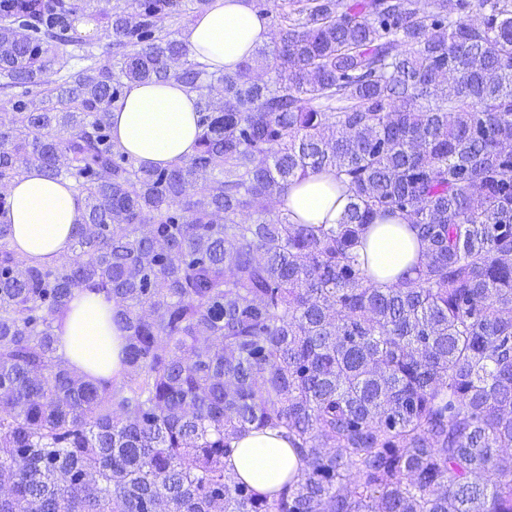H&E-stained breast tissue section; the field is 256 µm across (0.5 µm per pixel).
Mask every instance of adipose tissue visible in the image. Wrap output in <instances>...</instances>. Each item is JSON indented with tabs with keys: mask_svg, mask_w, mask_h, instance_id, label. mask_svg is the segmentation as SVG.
Returning a JSON list of instances; mask_svg holds the SVG:
<instances>
[{
	"mask_svg": "<svg viewBox=\"0 0 512 512\" xmlns=\"http://www.w3.org/2000/svg\"><path fill=\"white\" fill-rule=\"evenodd\" d=\"M270 27L250 0H210L195 12L180 39L191 59L208 71L231 74L268 42ZM198 97L176 81L129 84L111 105L112 140L145 167H167L189 159L198 148ZM348 202L346 186L324 172L294 183L282 207L295 224H333ZM86 204L69 180L47 177L37 168L16 178L0 211L12 227L9 246L21 257L46 265L70 252L73 229L82 224ZM426 246L400 217L377 220L363 236L359 253L378 284L413 275ZM112 303L83 286L74 290L55 323L58 352L84 374L117 378L122 372L124 332L112 320ZM227 468L266 495L275 494L300 462L278 430H250L233 443Z\"/></svg>",
	"mask_w": 512,
	"mask_h": 512,
	"instance_id": "obj_1",
	"label": "adipose tissue"
}]
</instances>
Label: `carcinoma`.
<instances>
[{
  "instance_id": "1",
  "label": "carcinoma",
  "mask_w": 512,
  "mask_h": 512,
  "mask_svg": "<svg viewBox=\"0 0 512 512\" xmlns=\"http://www.w3.org/2000/svg\"><path fill=\"white\" fill-rule=\"evenodd\" d=\"M92 2L0 0V209L32 167L86 200L52 265L0 224V512H512V0H288L272 83L161 34L208 0L116 3L103 58L75 27ZM171 79L199 148L138 166L111 104ZM326 171L336 224L268 217ZM391 215L426 258L379 286L355 248ZM86 284L127 332L118 379L58 354ZM263 428L302 463L273 499L224 464Z\"/></svg>"
}]
</instances>
